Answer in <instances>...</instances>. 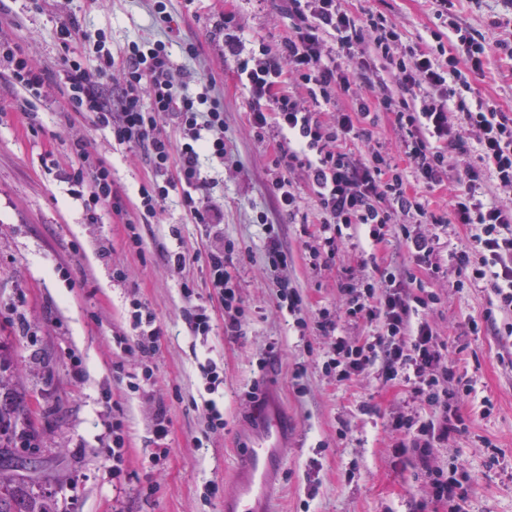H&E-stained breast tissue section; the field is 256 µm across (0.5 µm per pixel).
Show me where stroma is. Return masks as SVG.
<instances>
[{
	"instance_id": "obj_1",
	"label": "stroma",
	"mask_w": 512,
	"mask_h": 512,
	"mask_svg": "<svg viewBox=\"0 0 512 512\" xmlns=\"http://www.w3.org/2000/svg\"><path fill=\"white\" fill-rule=\"evenodd\" d=\"M356 16L373 11L395 22L407 43L429 36L438 21L429 0H343ZM279 0H169L176 34L175 67L189 84L213 79L224 98V163L203 160L207 195L224 207L220 235L247 317L245 334H224V307L210 286L206 253L213 240L191 223L179 191H171L152 223L139 225L141 247L130 246L126 220L137 217L139 190L153 173L144 154L117 144L87 113H65L61 100L37 101L36 123L19 107L0 70V410L18 423L10 452L41 463L34 492L51 497L58 512H224V499L239 485L236 458L259 431L261 412L284 420L277 442L285 462L270 480V512H445L417 477L414 457L395 456L390 428L405 409V390L382 386L369 371L342 385L322 369L324 339L298 328L277 303L273 273L264 260L258 215L275 224L288 254L287 276L300 291L307 317L336 309L340 286L369 261L368 251L343 245L327 267L312 269L305 249V223L321 215L302 176L294 186L300 215L281 213L274 195L272 146L248 130V96L238 84L235 61L224 53V12L235 9L246 43L276 45L288 33ZM74 21L81 30L101 31L113 55L135 39L157 34L150 0H0V34L22 44L31 63L58 73L65 56L85 67L97 64L81 41L62 48L57 26ZM193 44L187 58L185 44ZM473 85L512 113V62L492 57ZM86 136L92 154L112 170L126 204L124 215L100 207L90 222L83 200L57 175L67 167L72 133ZM183 252V268L172 262ZM445 295L432 320L448 343V355L475 389L466 407L468 429L440 449L447 463L462 465L472 491L465 512H512V370L498 360L502 339L493 331L470 335L467 322L480 317L489 291L456 287L449 272ZM151 311L160 330L152 355L153 377L138 391L128 386L139 372L138 354L126 353L120 338L134 340L132 300ZM206 304L208 335L189 331L185 312ZM277 344L266 362L269 344ZM216 364L224 382L207 390L201 366ZM265 394L262 409L246 396L252 386ZM490 406H483V399ZM214 400L224 426L211 429L204 408ZM369 411H361V403ZM164 409L169 434L157 439L152 419ZM125 440V471L113 480L101 454L113 424ZM169 450L152 466L155 448Z\"/></svg>"
}]
</instances>
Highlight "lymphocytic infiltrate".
Segmentation results:
<instances>
[{"instance_id":"lymphocytic-infiltrate-1","label":"lymphocytic infiltrate","mask_w":512,"mask_h":512,"mask_svg":"<svg viewBox=\"0 0 512 512\" xmlns=\"http://www.w3.org/2000/svg\"><path fill=\"white\" fill-rule=\"evenodd\" d=\"M431 3L444 29L431 32L429 48L403 46L396 23L374 12L356 17L341 0H284L292 32L276 52L260 58L247 49L232 11L224 15V52L236 60L237 79L249 96L251 134L261 142L274 140L286 162V174L272 183L282 212L300 210L289 170L305 173L321 215L310 248L313 260H333L340 246L360 232L371 247L390 237L402 240L414 266L432 279H444L441 232L450 223L463 225L472 244L451 255L455 285L490 289L482 319L469 320L467 327L477 336L490 323L498 335L512 337V114L482 97L470 81L484 74L491 55L512 60V39L474 37L459 21L454 0ZM151 15L158 36L131 41L118 58L101 33L61 26L62 43L78 36L94 50L95 68L72 60L51 82L19 43L3 39L0 67L10 69L16 85L31 97L53 91L69 111L93 113L96 125L108 129L117 143L144 151L156 179L140 191L143 219L156 217L177 188L193 222L214 228L223 223L224 211L200 193L206 183L201 159L224 156V102L213 82L189 90L174 68L165 0H154ZM343 96L350 98V109L324 116L327 105ZM379 108L394 117L407 168L389 153L373 149L356 157L347 147L349 140L365 137L361 123ZM164 116L174 120L178 138L162 131ZM71 153L76 163L62 177L72 194L86 205L122 213L112 172L104 162H91L83 135L72 137ZM448 182L456 189L444 216L431 210L423 193ZM259 222L266 235V263L278 273L279 308L299 327H314L328 339L325 366L335 372L337 383L373 370L382 385L407 388L420 407L393 415L395 448L414 454L434 501L447 505L448 512H464L469 476L461 465L440 463L438 451L465 430L461 404L473 387L458 375L446 341L429 319L440 293L394 264L376 263L357 281L343 283L337 313L323 310L307 321L302 296L285 274L288 255L276 228L267 216ZM208 263L226 312L224 333L242 336L244 310L223 248H211ZM345 317L376 331L350 344L340 332Z\"/></svg>"}]
</instances>
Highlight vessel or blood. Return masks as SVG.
Wrapping results in <instances>:
<instances>
[{"label":"vessel or blood","instance_id":"vessel-or-blood-1","mask_svg":"<svg viewBox=\"0 0 512 512\" xmlns=\"http://www.w3.org/2000/svg\"><path fill=\"white\" fill-rule=\"evenodd\" d=\"M282 428L283 422L278 416H267L264 420L262 438L248 448L242 449L239 464L249 474L251 487L249 490L237 492L227 499L228 512H257L256 496L269 495L267 476L271 471L277 470L283 462L282 456L274 452Z\"/></svg>","mask_w":512,"mask_h":512}]
</instances>
